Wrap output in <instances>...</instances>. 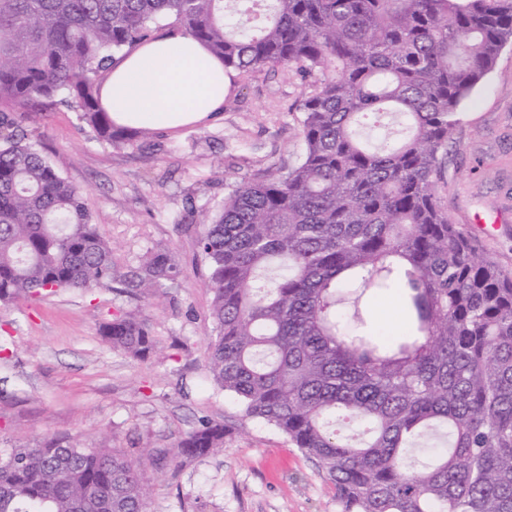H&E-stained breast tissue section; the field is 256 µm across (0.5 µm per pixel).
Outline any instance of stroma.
<instances>
[{"label":"stroma","instance_id":"1","mask_svg":"<svg viewBox=\"0 0 512 512\" xmlns=\"http://www.w3.org/2000/svg\"><path fill=\"white\" fill-rule=\"evenodd\" d=\"M300 77L268 73L226 88L220 113L200 127L153 131L112 145L61 108L25 125L84 203L113 248V282L92 291L0 301V449L65 435L88 448L130 452L146 488V512H339L336 491L284 434L244 417L207 372L215 334L206 267L197 254L202 219L230 183L303 154L295 105ZM437 176L441 206L476 249L512 275V46L463 104ZM500 217L484 229L473 215ZM168 249L176 280L132 297L121 282L148 252ZM126 311L148 321L147 360L112 349L102 323ZM234 433L209 457L166 466L198 418Z\"/></svg>","mask_w":512,"mask_h":512}]
</instances>
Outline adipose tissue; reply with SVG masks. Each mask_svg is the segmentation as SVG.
<instances>
[{"label": "adipose tissue", "mask_w": 512, "mask_h": 512, "mask_svg": "<svg viewBox=\"0 0 512 512\" xmlns=\"http://www.w3.org/2000/svg\"><path fill=\"white\" fill-rule=\"evenodd\" d=\"M230 84L221 60L194 38L171 33L111 66L100 103L115 125L172 130L212 119Z\"/></svg>", "instance_id": "1"}]
</instances>
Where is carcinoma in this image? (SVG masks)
I'll return each instance as SVG.
<instances>
[{
	"mask_svg": "<svg viewBox=\"0 0 512 512\" xmlns=\"http://www.w3.org/2000/svg\"><path fill=\"white\" fill-rule=\"evenodd\" d=\"M177 28L231 83L307 82L301 161L227 185L198 238L217 336L207 368L245 416L315 459L340 512H512V278L448 220L437 175L462 103L512 43V0H0V301L112 282V247L24 116L76 101L103 141V73ZM402 119L376 144L356 128ZM179 274L169 251L123 282ZM394 292L398 335L346 333L341 286ZM146 360L135 311L104 324ZM203 419L177 457L224 447ZM127 454L69 437L0 452V512H145Z\"/></svg>",
	"mask_w": 512,
	"mask_h": 512,
	"instance_id": "obj_1",
	"label": "carcinoma"
}]
</instances>
